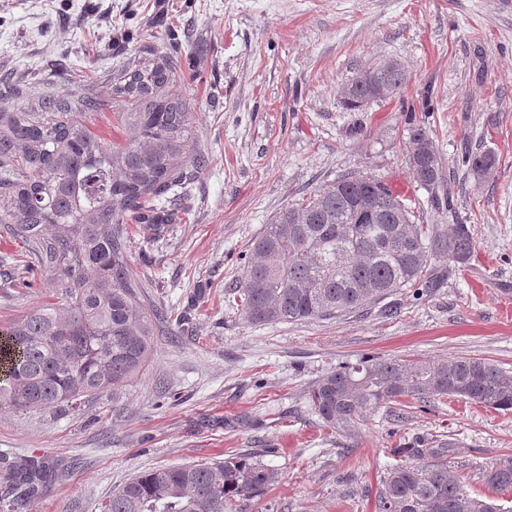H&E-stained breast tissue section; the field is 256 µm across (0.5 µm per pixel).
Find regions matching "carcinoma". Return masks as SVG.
I'll list each match as a JSON object with an SVG mask.
<instances>
[{"label": "carcinoma", "instance_id": "carcinoma-1", "mask_svg": "<svg viewBox=\"0 0 512 512\" xmlns=\"http://www.w3.org/2000/svg\"><path fill=\"white\" fill-rule=\"evenodd\" d=\"M178 58L164 42L112 71V100L91 90L0 104V224L34 250L64 306L50 299L0 334V407L21 412L74 411L142 373L154 352L155 320L128 255L129 224L157 229L185 219L160 200L202 174L209 157L196 150L188 92L173 90ZM407 82L404 67L373 63L347 85L343 103L359 110L390 99ZM111 112L125 139H101L88 116ZM409 164L427 190L440 183L438 156L426 128L410 129ZM463 163L484 179L496 157L476 152ZM367 194L380 212L361 224L354 206ZM413 211L385 182L347 175L281 210L244 259L240 301L253 324L327 319L377 305L403 288H431L433 256L466 268L474 239L465 224L425 233ZM457 397L512 411V375L485 358L433 361L368 357L318 380L311 402L324 425L351 433L384 404ZM451 444L395 452L404 461L381 476L375 512H502L464 489L448 467ZM420 463H415V460ZM53 472L30 460L4 481L39 494ZM278 474L248 456L162 467L112 491L104 512H226L266 489ZM495 491L512 490V458L485 473Z\"/></svg>", "mask_w": 512, "mask_h": 512}]
</instances>
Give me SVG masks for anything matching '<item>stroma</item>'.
<instances>
[{
    "instance_id": "stroma-1",
    "label": "stroma",
    "mask_w": 512,
    "mask_h": 512,
    "mask_svg": "<svg viewBox=\"0 0 512 512\" xmlns=\"http://www.w3.org/2000/svg\"><path fill=\"white\" fill-rule=\"evenodd\" d=\"M183 35L180 75L192 86L206 171L172 203L189 214L164 232L131 225L128 254L159 323L146 369L115 396L75 413L0 408V463L45 462L55 476L14 512H103L114 489L145 471L250 455L278 479L231 512H374L396 449L452 442L451 468L488 494L484 474L512 457V411L455 398L407 399L403 417L374 411L353 433L324 428L314 383L366 356L487 358L512 373V0H0V97L104 95L112 69L152 38ZM393 58L401 93L346 110L362 69ZM432 89L429 111L416 105ZM425 125L443 172L437 193L409 168L408 129ZM496 157L490 178L465 149ZM369 175L415 204L427 231L465 224L468 270L433 259L440 280L372 309L325 320L256 325L231 291L273 217L343 174ZM451 195L453 209L436 202ZM21 242L0 228V326L51 295Z\"/></svg>"
}]
</instances>
